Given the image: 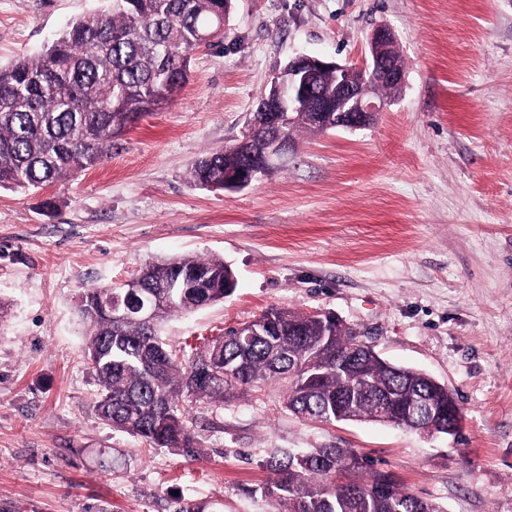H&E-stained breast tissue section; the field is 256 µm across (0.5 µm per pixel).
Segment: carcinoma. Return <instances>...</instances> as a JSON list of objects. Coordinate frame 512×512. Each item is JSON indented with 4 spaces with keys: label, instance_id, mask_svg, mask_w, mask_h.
Masks as SVG:
<instances>
[{
    "label": "carcinoma",
    "instance_id": "1",
    "mask_svg": "<svg viewBox=\"0 0 512 512\" xmlns=\"http://www.w3.org/2000/svg\"><path fill=\"white\" fill-rule=\"evenodd\" d=\"M224 13V0H112V9L72 21L50 45L0 68V189H37L97 166L150 112L175 99L188 81L200 33ZM243 165L226 147L203 156L191 178L224 187ZM148 290L165 285L159 320L224 301L235 290L218 256L175 258L144 268ZM110 289L89 288L80 312L89 326L85 358L100 386L99 416L160 447H190L188 405L224 400L239 388L288 381L286 405L316 423L369 420L419 431L448 427V390L428 374L360 348L352 329L326 316L271 308L240 342L232 328L203 346L209 373L193 381L198 347L177 353L158 326L115 321ZM265 496L284 512H442L384 470L363 472L349 448L287 452L267 461Z\"/></svg>",
    "mask_w": 512,
    "mask_h": 512
}]
</instances>
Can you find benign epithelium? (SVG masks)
Instances as JSON below:
<instances>
[{"label": "benign epithelium", "mask_w": 512, "mask_h": 512, "mask_svg": "<svg viewBox=\"0 0 512 512\" xmlns=\"http://www.w3.org/2000/svg\"><path fill=\"white\" fill-rule=\"evenodd\" d=\"M395 41L392 29L386 25L376 26L368 35V54L358 67L308 54L289 59L276 74L272 89L260 96V102L266 105V134L259 142H253V127L249 124L237 141L239 146L250 147L246 153L250 172L224 175V190L236 192L247 188L288 154L291 144L274 132V128L286 123L292 112L306 115L311 120L319 118L322 112H334L336 127L352 132L369 127L376 115L383 111L385 102L371 95V87L355 83L352 76L358 72L366 81L381 79L397 85L404 84L405 72L392 62L389 53ZM329 70L336 73V95L326 100L316 92V84L318 76ZM128 288L125 298L115 297L110 301L115 318L151 323L158 313L160 302L151 294L139 296L140 284L135 280L128 281Z\"/></svg>", "instance_id": "benign-epithelium-1"}]
</instances>
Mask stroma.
<instances>
[{"label":"stroma","instance_id":"obj_1","mask_svg":"<svg viewBox=\"0 0 512 512\" xmlns=\"http://www.w3.org/2000/svg\"><path fill=\"white\" fill-rule=\"evenodd\" d=\"M107 0H0V66ZM394 32L405 83L369 128L296 133L238 192L190 171L241 137L299 54L360 62ZM219 256L238 287L170 316L172 349L277 307L323 311L446 385L457 436L320 425L268 382L194 404L193 449L153 447L95 408L80 294L146 264ZM351 448L443 512H512V0H235L175 100L98 166L0 191V512H278L266 462Z\"/></svg>","mask_w":512,"mask_h":512}]
</instances>
